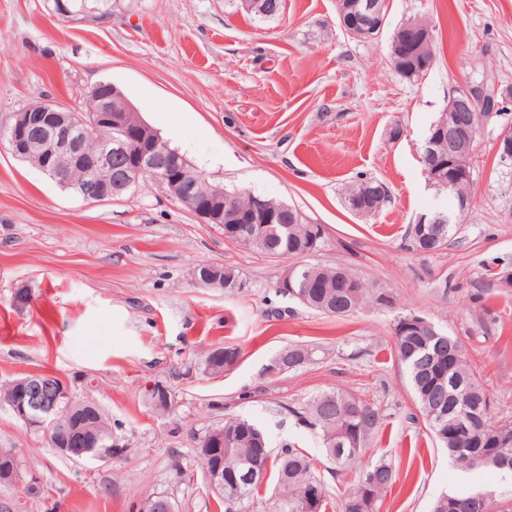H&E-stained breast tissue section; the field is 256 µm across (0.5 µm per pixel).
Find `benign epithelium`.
<instances>
[{
	"label": "benign epithelium",
	"mask_w": 512,
	"mask_h": 512,
	"mask_svg": "<svg viewBox=\"0 0 512 512\" xmlns=\"http://www.w3.org/2000/svg\"><path fill=\"white\" fill-rule=\"evenodd\" d=\"M386 0H339L338 18L343 30L360 40H374L386 21ZM370 14L367 28L351 24L350 16ZM61 15L74 21L81 18L97 23L112 21V13L98 8L82 7L77 12L61 8ZM487 94V83L454 88L448 105L438 119V129L448 135V185L472 177L470 156L477 131L458 124L459 113L479 112ZM122 98L112 88V100L98 99L91 111L71 110L52 103L31 105L12 116L7 126H0V143L22 160H30L44 174L75 195L93 202H111L125 196L145 178L164 187L176 200L186 205L204 224L224 229V237L239 233V224L253 225L257 235L264 224L278 223V211L261 195L251 194L246 210L236 205V195L224 192L221 184H211L199 169L178 151L169 147L160 135L145 124L128 103L123 111H112V101ZM107 126L111 137L97 148L88 150L95 132ZM85 169L93 178L75 183L69 177L72 169ZM226 224L235 228L227 230ZM15 395L10 401L13 412L30 427L49 434L61 423L59 410L73 400L69 387L61 379L44 374L31 375L11 383ZM92 439L83 430L67 441H56L58 452L74 459L89 458ZM120 446L93 457L110 460L119 454Z\"/></svg>",
	"instance_id": "obj_1"
}]
</instances>
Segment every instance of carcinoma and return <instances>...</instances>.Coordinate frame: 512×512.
Returning <instances> with one entry per match:
<instances>
[{"instance_id": "obj_1", "label": "carcinoma", "mask_w": 512, "mask_h": 512, "mask_svg": "<svg viewBox=\"0 0 512 512\" xmlns=\"http://www.w3.org/2000/svg\"><path fill=\"white\" fill-rule=\"evenodd\" d=\"M428 166L441 170L445 182H435V188L453 200L452 213H458L459 198L473 197L469 180H460L448 186V144L434 147ZM384 183L373 178H360L344 189L347 208L356 213L363 208L380 211L390 195L382 193ZM287 222L268 224L261 240L247 233L236 243L278 258H301L318 250L323 231L310 222L300 210L283 202ZM436 223L426 225V233L434 237L435 250L448 244L462 220L448 223V214L435 216ZM289 297L310 309L329 316H348L368 304H379V292L362 282L346 266H316L297 263L293 275V289ZM413 316L409 312L397 317L393 329L392 353L407 371L410 383L420 405V414L428 429L447 449L448 457L462 472L492 469L512 471V420L496 419L488 413L485 420L474 417L476 408L487 404L489 397L482 389L476 373L469 364L468 350L458 339L439 332L432 326L422 328L405 325ZM315 349L306 345H290L279 353L288 360V370L295 371L308 364ZM239 350L234 346L211 351L204 359L205 370L220 375L238 361ZM66 417L58 430L61 438L71 436L76 427L93 422L101 411L97 404L85 398L62 410ZM300 423L317 431L326 458L343 467L359 459L368 431L380 420V413L372 405L362 403L339 391L322 393L309 400L297 412ZM498 430L505 434L507 445H490V434ZM224 433V475L244 469L257 473L256 482L244 488L224 481V487L215 490L217 505L224 512H247L263 500V485L273 484L272 512H327L329 495L315 471L312 460L297 448H283L276 453L268 446L265 433L255 424L240 418H227L194 437L195 448H204L215 432ZM395 472L386 462L360 467L357 485L341 504V512H378L380 501L393 484ZM488 494V506H498L496 512H512V499L502 498L495 486L442 495L433 512H448V502L460 504V512H476L474 497Z\"/></svg>"}]
</instances>
